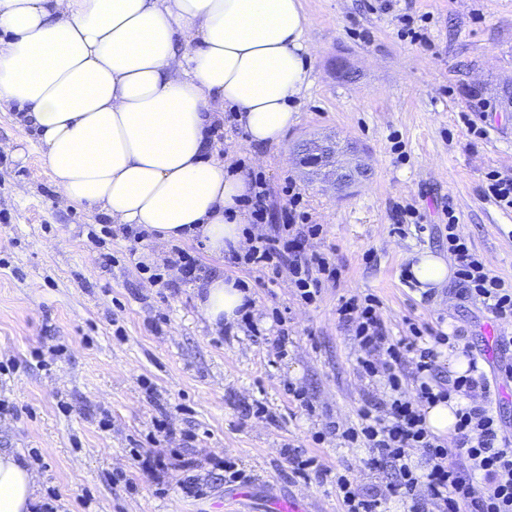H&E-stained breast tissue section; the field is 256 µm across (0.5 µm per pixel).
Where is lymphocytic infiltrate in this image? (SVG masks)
<instances>
[{"label":"lymphocytic infiltrate","instance_id":"f902f5d3","mask_svg":"<svg viewBox=\"0 0 512 512\" xmlns=\"http://www.w3.org/2000/svg\"><path fill=\"white\" fill-rule=\"evenodd\" d=\"M458 219L445 226L464 298L482 305L496 320L512 322V282L492 274L457 232ZM319 225H285L282 232L256 239L243 257L256 270L287 273L300 298L313 301L323 278H336L326 257L301 253L303 239L318 234ZM361 350L356 370L361 377L385 378L389 389L385 415L366 406L358 425L343 438L372 451L369 464L395 477L389 492L401 497L407 512H512V436L507 435L489 398L495 379L471 357L461 332L409 325V333L390 336L376 297H350L338 309ZM467 355L464 373L448 376L440 366L441 347ZM413 362L411 386L402 381L403 366ZM455 403L454 443L445 445L426 426L424 409L438 402ZM419 449L423 466L413 465L411 449Z\"/></svg>","mask_w":512,"mask_h":512}]
</instances>
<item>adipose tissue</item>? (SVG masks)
Instances as JSON below:
<instances>
[{
    "mask_svg": "<svg viewBox=\"0 0 512 512\" xmlns=\"http://www.w3.org/2000/svg\"><path fill=\"white\" fill-rule=\"evenodd\" d=\"M301 0H0V111L32 128L62 199L159 241L245 243L248 179L211 140L229 107L250 144L279 145L312 79ZM245 293L198 286L213 327ZM39 474L0 452V512H33Z\"/></svg>",
    "mask_w": 512,
    "mask_h": 512,
    "instance_id": "adipose-tissue-1",
    "label": "adipose tissue"
}]
</instances>
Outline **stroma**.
Returning a JSON list of instances; mask_svg holds the SVG:
<instances>
[{"label": "stroma", "mask_w": 512, "mask_h": 512, "mask_svg": "<svg viewBox=\"0 0 512 512\" xmlns=\"http://www.w3.org/2000/svg\"><path fill=\"white\" fill-rule=\"evenodd\" d=\"M301 5L313 83L283 144H248L229 109L214 135L225 163L270 190L266 220L246 218V231L281 228L283 188L293 185L308 223L322 227L306 253L324 254L339 275L307 305L287 278L272 283L201 242L184 244L205 275L246 287L260 329L283 318L286 354L242 325L211 332L194 283L148 281L139 262L164 266L170 245L150 239L136 250L101 235L106 216L61 201L35 134L0 112V363L11 367L0 374V401L10 405L0 412V450L30 460L54 512H276L293 499L306 512H341L331 479L292 474L288 446L358 491L385 489L390 471L370 468L368 449L329 431L357 424L359 408L388 395L384 381L357 373L359 347L338 321L341 298L354 294L377 296L393 337L412 323L462 331L497 378L492 407L512 434V357L494 342L512 336V324L462 298L457 276L427 291L403 276L422 252L447 256L440 231L453 213L486 268L512 281V209L484 194L488 171L512 174V0ZM410 26L425 44L405 37ZM326 135L357 145L368 181L339 194L300 176L294 146ZM158 420L172 437L154 439ZM136 448L195 461L202 477L208 457H223L250 479L190 497L142 474Z\"/></svg>", "instance_id": "35a3bbf8"}]
</instances>
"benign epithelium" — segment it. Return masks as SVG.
Instances as JSON below:
<instances>
[{
	"mask_svg": "<svg viewBox=\"0 0 512 512\" xmlns=\"http://www.w3.org/2000/svg\"><path fill=\"white\" fill-rule=\"evenodd\" d=\"M295 163L307 180L328 184L337 191L355 184L368 171V164L352 148L340 146L329 136L300 141Z\"/></svg>",
	"mask_w": 512,
	"mask_h": 512,
	"instance_id": "7a95c632",
	"label": "benign epithelium"
}]
</instances>
